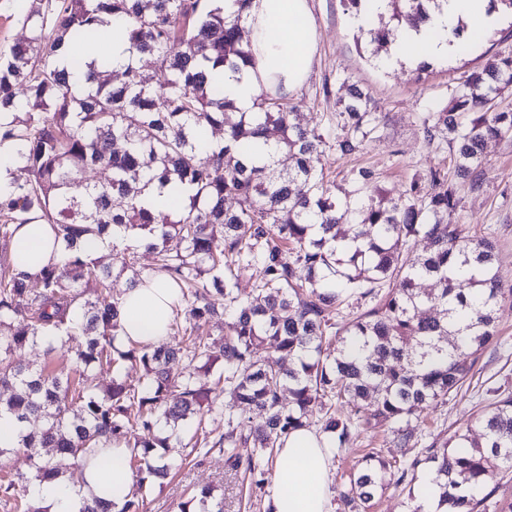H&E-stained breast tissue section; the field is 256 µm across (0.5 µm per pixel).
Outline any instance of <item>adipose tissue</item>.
<instances>
[{
	"mask_svg": "<svg viewBox=\"0 0 512 512\" xmlns=\"http://www.w3.org/2000/svg\"><path fill=\"white\" fill-rule=\"evenodd\" d=\"M496 14L489 0H447L442 11L426 23L404 27L392 50L396 60L412 54L433 60L460 55L469 47L464 39H449L457 24L473 31L486 30ZM246 27L255 56L254 65L239 73L223 71L224 95L239 111H252L261 91L299 89L314 59L317 27L309 0H251ZM9 255L18 271L33 275L51 263H63L69 251L56 238L51 225L33 221L16 225ZM175 291L166 276L126 290L121 300V327L117 344H156L164 340L175 315ZM127 450L115 442L88 452L89 462L78 482L33 483L31 493L44 501L49 512H79L83 503L101 499L121 507L133 478L124 462ZM332 441L312 430L292 433L279 449L268 497L269 512H330L328 475L332 467Z\"/></svg>",
	"mask_w": 512,
	"mask_h": 512,
	"instance_id": "ef3b65f1",
	"label": "adipose tissue"
}]
</instances>
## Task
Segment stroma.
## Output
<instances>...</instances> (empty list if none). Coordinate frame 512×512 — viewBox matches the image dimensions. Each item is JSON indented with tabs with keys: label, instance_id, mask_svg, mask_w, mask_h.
<instances>
[{
	"label": "stroma",
	"instance_id": "obj_1",
	"mask_svg": "<svg viewBox=\"0 0 512 512\" xmlns=\"http://www.w3.org/2000/svg\"><path fill=\"white\" fill-rule=\"evenodd\" d=\"M32 0H0V54L8 53L28 32L24 19ZM318 29L311 72L293 97L300 108L296 120L303 127L326 132L336 128V115L358 88L377 105L379 119L363 150L351 156L326 151L322 165L328 177L349 186L351 172L368 167L385 189H402L430 170L453 172L448 145L427 140L423 118L444 107L466 76L494 56L512 54V17L498 16L495 24L469 50L456 58L417 73L416 62L389 63L390 46L369 44L348 12L345 0H310ZM486 180L482 189H460L461 204L448 220L464 225L469 234L490 236L496 243V264L504 279H512V142L488 141L483 151ZM497 344L479 352L475 387L435 403L413 417L414 438L406 447L395 445L390 424L360 428L351 442L335 452L330 492L331 512H341L340 498L347 489L351 469L370 449L400 459L413 458L430 443H444L473 429L478 415L494 392H512V306L496 314ZM171 473L154 483L145 501V512H179L190 492L210 488L224 512H268L266 493H258L250 508L240 505L241 486L224 465V454L212 449L199 462H182L180 453L167 457Z\"/></svg>",
	"mask_w": 512,
	"mask_h": 512
}]
</instances>
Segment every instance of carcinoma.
<instances>
[{
	"instance_id": "carcinoma-1",
	"label": "carcinoma",
	"mask_w": 512,
	"mask_h": 512,
	"mask_svg": "<svg viewBox=\"0 0 512 512\" xmlns=\"http://www.w3.org/2000/svg\"><path fill=\"white\" fill-rule=\"evenodd\" d=\"M234 2L236 12L226 16L213 0H36L24 20L27 41L0 56V111L14 106L17 84L27 91V118L0 125V142L20 146L28 172L0 199V236L38 219L71 250L63 264L32 276L0 264V412L16 419L17 449L34 462L30 478L0 470V504L8 512H42L28 497L29 482L77 481L88 449L103 439L124 443L132 476L148 486L167 465L153 466L147 457L158 448L201 453L208 441L199 431L226 395L250 415L228 413L213 447L224 449L228 470L241 475L250 494L263 487L275 448L311 427L313 416L339 450L372 423L399 424L403 441L413 416L472 380L476 354L495 339L496 312L512 306V282L495 265V242L448 223L461 199L446 174L435 170L427 183L392 195L374 171L360 168L353 190L336 194L321 156L360 151L375 128L377 113L362 92L353 90L338 113L337 137L295 122L298 104L286 94L261 92L253 112L224 98L214 72L254 62L244 37L250 0ZM438 2L386 0L395 32L429 19L427 5ZM108 17L126 23L129 58L159 61L162 84L131 63L116 83L111 60L76 61L73 47ZM359 29L371 43L389 40V30L370 21ZM83 68L78 87L71 74ZM509 85L512 56H498L424 119L426 138L448 142L458 175L473 190L485 181V143L512 140V112L490 106L491 94ZM271 125L280 138L269 160L246 164L240 153L268 139ZM200 127L223 132L222 142L201 150L193 138ZM92 167L110 170L111 180L72 194L71 185ZM171 181L192 191L182 209L154 214L142 206L150 186ZM228 199L237 206L226 207ZM112 226L146 240L154 255V268L135 272L130 286L164 273L177 289L169 337L157 345L114 346V266L134 267L135 252L114 247L105 265L80 248ZM173 238L177 250L168 247ZM419 240L427 247L416 254ZM254 266L263 279L248 291L238 287ZM422 279L434 284L428 294L416 288ZM216 295L224 297L221 309ZM353 297L373 306L343 322L340 311ZM225 317L228 332L215 352L204 328L220 327ZM78 338L73 368L32 369L13 357L38 341L64 346ZM261 346L295 365L258 359ZM220 358L224 371L210 384L193 372L173 378L167 370L176 359L208 368ZM103 362L116 371L125 362L140 365L141 384L115 377L99 391L85 370ZM476 424L478 436L432 443L410 461L367 453L349 475L344 506L355 512L384 476L400 486L431 464L443 480L447 512H482L491 500L495 512H512V500L496 498L497 487L486 485L490 472L512 469V394L498 396Z\"/></svg>"
}]
</instances>
